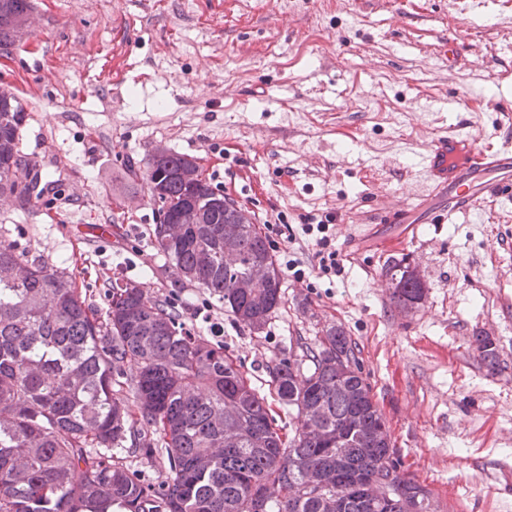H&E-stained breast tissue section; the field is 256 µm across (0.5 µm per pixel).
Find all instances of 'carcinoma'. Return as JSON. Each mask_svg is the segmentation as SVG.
I'll list each match as a JSON object with an SVG mask.
<instances>
[{
  "mask_svg": "<svg viewBox=\"0 0 512 512\" xmlns=\"http://www.w3.org/2000/svg\"><path fill=\"white\" fill-rule=\"evenodd\" d=\"M32 10L30 0H0V46L18 34L10 17ZM26 109L18 95L0 101V188L21 187L17 206L29 209L37 184L23 182L14 161ZM190 156L171 150L148 163L142 180L158 212L184 228L170 242L154 225V244L179 278L206 289L235 321L261 330L281 301L282 275L266 236L241 222L199 177L184 183L179 168ZM242 265L224 269V250ZM258 263L264 286L241 291L235 280ZM26 267L23 276L0 275V512H330L322 495L305 490L303 471L336 465V434L343 445L339 512L371 510L357 484L393 477L401 494L433 512L430 492L400 472L385 419L362 375L355 346L344 330L330 328L309 350L306 373L279 363L273 383L279 404L309 413L320 432L301 423L288 437L276 428L267 399L226 351L185 328L167 305L139 288L116 284L105 316L85 304L66 270L27 262L0 239V272ZM391 300H423L420 272L406 259L385 267ZM478 356L496 368L487 336L475 338ZM136 368L128 389L133 404L114 397L123 367ZM154 435L146 453L160 452L170 476L148 483L118 457L135 426Z\"/></svg>",
  "mask_w": 512,
  "mask_h": 512,
  "instance_id": "carcinoma-1",
  "label": "carcinoma"
}]
</instances>
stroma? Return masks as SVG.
Instances as JSON below:
<instances>
[{"label": "stroma", "mask_w": 512, "mask_h": 512, "mask_svg": "<svg viewBox=\"0 0 512 512\" xmlns=\"http://www.w3.org/2000/svg\"><path fill=\"white\" fill-rule=\"evenodd\" d=\"M44 33L0 46V81L26 108L19 147L55 183L29 210L0 204V238L67 269L98 313L114 284L168 302L217 338L261 394L283 360L343 328L405 473L436 512H512L486 471L512 472V200L429 223L418 157L463 122L477 144L507 137L512 0H31ZM457 39L465 59L447 60ZM158 147L193 156L203 179L254 214L282 274L266 328L234 321L178 282L153 245L157 207L135 170ZM395 203L406 223L368 224ZM333 216L335 276L319 275L304 225ZM111 239L92 238L99 226ZM418 226L417 239L407 238ZM407 259L426 285L396 307L384 268ZM210 308L212 323L196 319ZM489 336L500 372L474 351Z\"/></svg>", "instance_id": "1"}]
</instances>
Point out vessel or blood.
I'll return each mask as SVG.
<instances>
[{
	"label": "vessel or blood",
	"mask_w": 512,
	"mask_h": 512,
	"mask_svg": "<svg viewBox=\"0 0 512 512\" xmlns=\"http://www.w3.org/2000/svg\"><path fill=\"white\" fill-rule=\"evenodd\" d=\"M419 164L443 200L429 218L433 224L447 223L456 213L512 190V143L477 147L459 124L434 133Z\"/></svg>",
	"instance_id": "vessel-or-blood-1"
}]
</instances>
